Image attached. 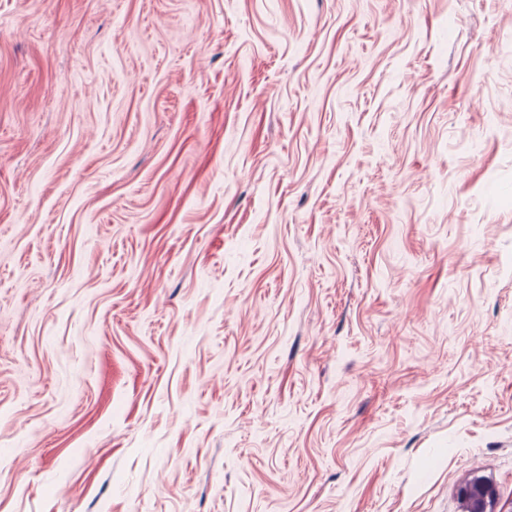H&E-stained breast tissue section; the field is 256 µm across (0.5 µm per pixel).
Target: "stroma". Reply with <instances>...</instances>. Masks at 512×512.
<instances>
[{"instance_id":"1","label":"stroma","mask_w":512,"mask_h":512,"mask_svg":"<svg viewBox=\"0 0 512 512\" xmlns=\"http://www.w3.org/2000/svg\"><path fill=\"white\" fill-rule=\"evenodd\" d=\"M512 512V0H0V512ZM465 494L468 503L459 497L462 512H495L494 509L488 510L487 500L490 497V489L485 481H470L465 488Z\"/></svg>"}]
</instances>
